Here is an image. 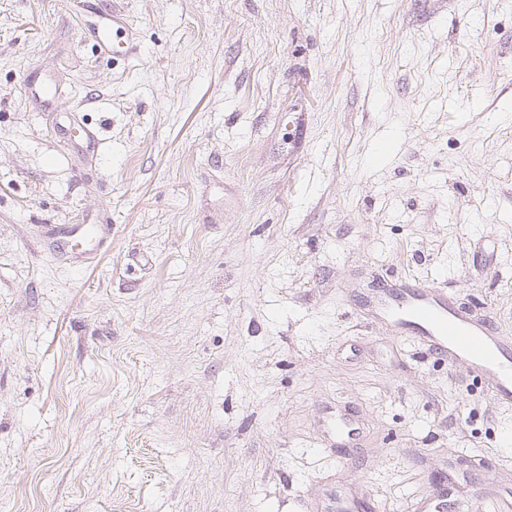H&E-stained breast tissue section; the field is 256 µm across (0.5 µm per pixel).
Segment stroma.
Returning a JSON list of instances; mask_svg holds the SVG:
<instances>
[{
	"mask_svg": "<svg viewBox=\"0 0 512 512\" xmlns=\"http://www.w3.org/2000/svg\"><path fill=\"white\" fill-rule=\"evenodd\" d=\"M118 4L115 63L83 0H0V512H311L344 478L414 512L454 458L512 487V409L363 307L406 272L512 335V0ZM87 0V19L82 34L105 55L112 58H130L141 51L140 42L129 30L125 14L116 7V1ZM124 33V36H123ZM22 90L25 96L41 111L51 118L52 131L57 138L71 141L76 147L87 153H97L99 137L95 130L75 126L71 111L82 106L81 102L64 107L61 101L63 91L57 81L50 75L30 72L23 77ZM76 130L81 135L76 139ZM105 215L91 216L83 224H47L46 238L51 253L77 266L78 259L97 251L112 235Z\"/></svg>",
	"mask_w": 512,
	"mask_h": 512,
	"instance_id": "35a3bbf8",
	"label": "stroma"
}]
</instances>
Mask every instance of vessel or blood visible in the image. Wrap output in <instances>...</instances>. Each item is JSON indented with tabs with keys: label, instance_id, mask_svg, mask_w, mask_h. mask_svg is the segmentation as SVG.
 <instances>
[{
	"label": "vessel or blood",
	"instance_id": "vessel-or-blood-1",
	"mask_svg": "<svg viewBox=\"0 0 512 512\" xmlns=\"http://www.w3.org/2000/svg\"><path fill=\"white\" fill-rule=\"evenodd\" d=\"M82 34L101 53L115 58H130L141 51L124 13L111 7L108 0H87ZM22 90L50 117L57 138L72 141L86 152H98L97 132L76 128L62 102L63 91L52 76L28 73L22 80ZM111 234L112 227L102 215L80 224H51L46 230L51 253L73 263L97 251ZM373 304L395 334L427 343L434 355L447 359L449 366H464L488 383L501 405L512 407V335L472 315L446 290L406 275L393 277L387 290L374 297ZM460 470L457 461H449L447 483L421 498L417 512H464L463 501L454 496ZM494 483V475H486L483 484L490 489L492 512H512V491L495 488ZM369 508L367 500L348 501L335 494L315 505L316 512H368Z\"/></svg>",
	"mask_w": 512,
	"mask_h": 512
}]
</instances>
